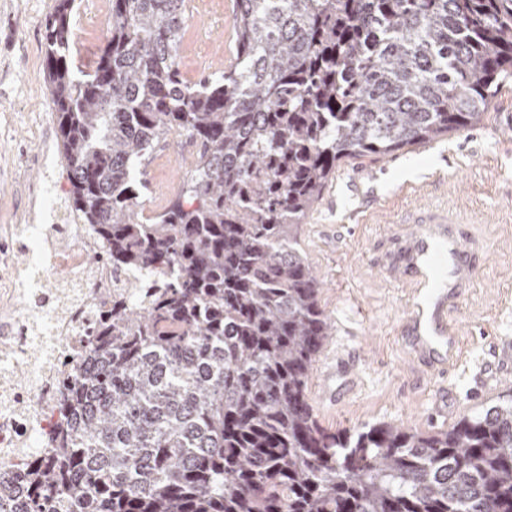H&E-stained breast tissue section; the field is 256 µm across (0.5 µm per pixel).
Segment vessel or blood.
Returning a JSON list of instances; mask_svg holds the SVG:
<instances>
[{"label": "vessel or blood", "instance_id": "vessel-or-blood-1", "mask_svg": "<svg viewBox=\"0 0 512 512\" xmlns=\"http://www.w3.org/2000/svg\"><path fill=\"white\" fill-rule=\"evenodd\" d=\"M408 221L413 228L402 233L385 273L411 284L408 346L427 370L442 375L463 355L448 316L476 279L477 245L457 232L461 218L448 208L426 207Z\"/></svg>", "mask_w": 512, "mask_h": 512}]
</instances>
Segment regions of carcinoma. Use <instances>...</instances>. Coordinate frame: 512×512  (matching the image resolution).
Masks as SVG:
<instances>
[{
	"label": "carcinoma",
	"instance_id": "obj_1",
	"mask_svg": "<svg viewBox=\"0 0 512 512\" xmlns=\"http://www.w3.org/2000/svg\"><path fill=\"white\" fill-rule=\"evenodd\" d=\"M185 2L111 0L86 70L76 0L46 21L71 211L152 279L99 315L52 450L0 479V512H512V397L434 434L319 424L332 324L301 246L341 162L480 122L512 81V0H236L234 60L195 83ZM172 133L194 169L137 221Z\"/></svg>",
	"mask_w": 512,
	"mask_h": 512
}]
</instances>
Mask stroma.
Instances as JSON below:
<instances>
[{
    "label": "stroma",
    "mask_w": 512,
    "mask_h": 512,
    "mask_svg": "<svg viewBox=\"0 0 512 512\" xmlns=\"http://www.w3.org/2000/svg\"><path fill=\"white\" fill-rule=\"evenodd\" d=\"M76 63L93 62L107 38L109 0H78ZM56 0H0V225L69 224L70 184L45 84L44 24ZM206 25L186 20L181 71L191 82L233 60L234 0H201ZM194 167L182 138L146 162L147 205L166 206ZM442 203L473 216L463 225L484 252L477 282L454 318L463 358L454 373L427 378L402 336L408 288L382 271L393 238L418 205ZM301 245L333 325L307 397L322 427L355 432L379 423L435 432L436 404L448 425L512 392V82L473 129L425 147L343 162L307 223Z\"/></svg>",
    "instance_id": "stroma-1"
}]
</instances>
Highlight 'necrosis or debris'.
Listing matches in <instances>:
<instances>
[{
  "label": "necrosis or debris",
  "mask_w": 512,
  "mask_h": 512,
  "mask_svg": "<svg viewBox=\"0 0 512 512\" xmlns=\"http://www.w3.org/2000/svg\"><path fill=\"white\" fill-rule=\"evenodd\" d=\"M12 247H28L40 237L43 248L28 266L14 265L0 251V471L11 470L47 442L58 427L56 405L63 390L58 381L82 363L80 353L90 326L108 293L133 284V274L113 270L89 254L101 247L85 224H4L0 236ZM68 269L72 294L49 288L55 269Z\"/></svg>",
  "instance_id": "1"
}]
</instances>
